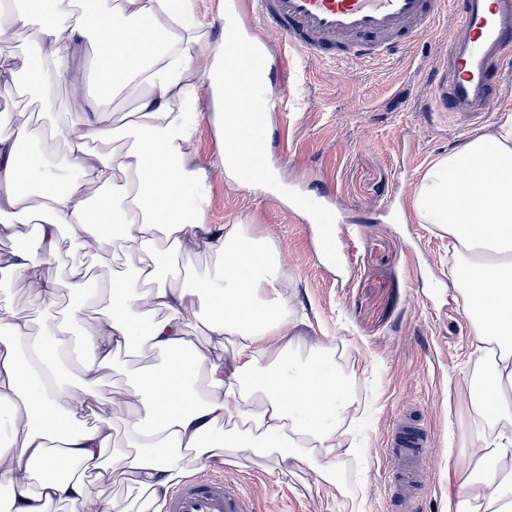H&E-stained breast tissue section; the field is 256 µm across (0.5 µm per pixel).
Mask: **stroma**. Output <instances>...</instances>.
Returning a JSON list of instances; mask_svg holds the SVG:
<instances>
[{"label": "stroma", "mask_w": 512, "mask_h": 512, "mask_svg": "<svg viewBox=\"0 0 512 512\" xmlns=\"http://www.w3.org/2000/svg\"><path fill=\"white\" fill-rule=\"evenodd\" d=\"M453 29L452 15H443L409 48L362 64L268 58L270 71L289 73L293 100L271 122L269 160L289 193L332 194L353 228L337 264L320 260L312 225L280 197L220 180L210 189L211 223L259 225L277 244L315 327L348 345L367 410L354 480L368 512H389L386 448L402 407L416 409L434 438L420 512H448V451L463 447L470 432L465 399L477 354L451 279L448 238L399 218L400 197L429 163L469 137L429 110V67ZM207 470L237 484L254 512H342L326 488L276 482L258 460L215 461Z\"/></svg>", "instance_id": "stroma-1"}]
</instances>
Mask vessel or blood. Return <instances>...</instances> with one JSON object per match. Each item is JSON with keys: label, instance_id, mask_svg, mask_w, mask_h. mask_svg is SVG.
<instances>
[{"label": "vessel or blood", "instance_id": "1", "mask_svg": "<svg viewBox=\"0 0 512 512\" xmlns=\"http://www.w3.org/2000/svg\"><path fill=\"white\" fill-rule=\"evenodd\" d=\"M234 10L303 56L349 63L388 57L442 15L453 14L455 32L431 71L433 109L465 127L487 122L504 70L512 66V0H236ZM227 52L232 77L244 79L266 69L264 51L253 41L237 40ZM278 101L272 85L247 83L231 105L251 118V155L240 168L244 182L265 177V116L276 111ZM300 208L310 222H325L323 247L334 251L342 232L334 223L335 210L312 195L301 197ZM431 441L410 413L389 437L395 464L386 479L396 512H418L419 491L431 467ZM166 512H250V502L220 475L182 483L169 496Z\"/></svg>", "mask_w": 512, "mask_h": 512}]
</instances>
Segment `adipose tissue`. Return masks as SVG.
<instances>
[{"mask_svg": "<svg viewBox=\"0 0 512 512\" xmlns=\"http://www.w3.org/2000/svg\"><path fill=\"white\" fill-rule=\"evenodd\" d=\"M0 0V37L30 30L31 53L0 58V96L18 87L39 96L49 132L28 113L0 127V236L36 221L25 247L0 255V273L26 280L45 323L0 308V433L22 438L21 453L0 443V512H118L90 501L87 477H129L136 512H163L170 488L216 458L258 457L278 480L305 472L350 498L344 473L355 450L354 376L333 337L307 340L309 322L290 288L275 242L250 224H213L215 178L240 186L239 158L225 133L239 84L226 75L225 27L211 39L194 0H88L75 20L64 0ZM100 48L96 103L125 87L138 91L122 112L61 111L48 92L65 83L84 99L75 64L85 42ZM211 105L221 135L216 160L191 156L193 130ZM416 220L447 235L454 281L479 352L467 415L473 452L454 470L450 512H512V116L498 132L473 136L438 156L413 194ZM71 241L70 301L55 310L56 280L38 264ZM122 262L98 293L107 311L83 319L91 299L84 258ZM199 258L190 277L172 274L175 256ZM79 328L88 352V393L117 353L146 345L161 360L137 366L112 393V415L82 423L64 374L59 339ZM124 441L115 444L116 431ZM64 442L61 453L49 443Z\"/></svg>", "mask_w": 512, "mask_h": 512, "instance_id": "ef3b65f1", "label": "adipose tissue"}]
</instances>
